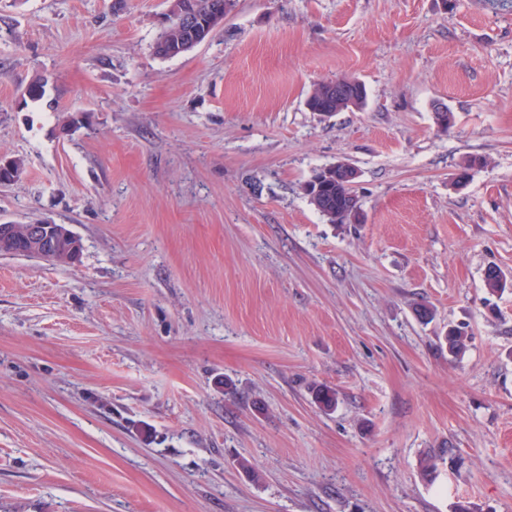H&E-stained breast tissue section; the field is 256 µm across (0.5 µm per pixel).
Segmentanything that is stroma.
<instances>
[{
	"label": "stroma",
	"instance_id": "1",
	"mask_svg": "<svg viewBox=\"0 0 512 512\" xmlns=\"http://www.w3.org/2000/svg\"><path fill=\"white\" fill-rule=\"evenodd\" d=\"M168 9L0 0V222L83 245L0 254V512H512V8L235 0L162 58ZM340 160L358 224L303 191ZM336 83H340L349 87L350 93L359 101L361 106H364L366 101V89L364 84H359L358 80L353 78H338L335 81L327 82V83H319L317 84L309 97L313 101L314 106L323 107L326 106L330 110L334 112H342L345 109L336 106V98H344L346 96L345 90L346 88L341 85H336ZM336 86V97L335 96H327L326 93L330 90H334ZM326 92V93H325ZM443 341L448 348V355L459 359L467 352L470 345V337L461 327H452L443 336Z\"/></svg>",
	"mask_w": 512,
	"mask_h": 512
}]
</instances>
